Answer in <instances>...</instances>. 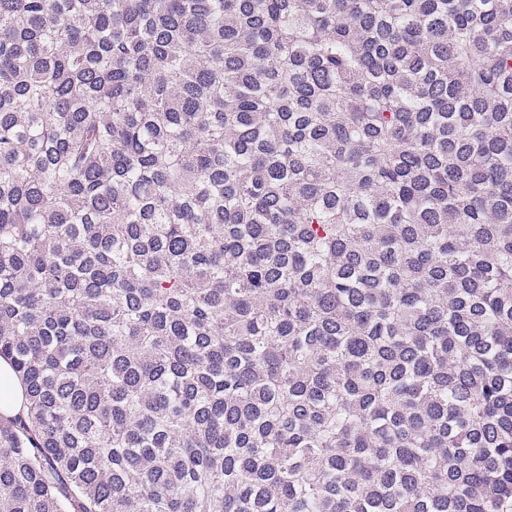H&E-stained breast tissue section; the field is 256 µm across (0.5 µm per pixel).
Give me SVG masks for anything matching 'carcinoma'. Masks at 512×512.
<instances>
[{"label":"carcinoma","instance_id":"1","mask_svg":"<svg viewBox=\"0 0 512 512\" xmlns=\"http://www.w3.org/2000/svg\"><path fill=\"white\" fill-rule=\"evenodd\" d=\"M0 512H512V0H0ZM24 390L13 367L0 359V415L12 417L24 409Z\"/></svg>","mask_w":512,"mask_h":512}]
</instances>
